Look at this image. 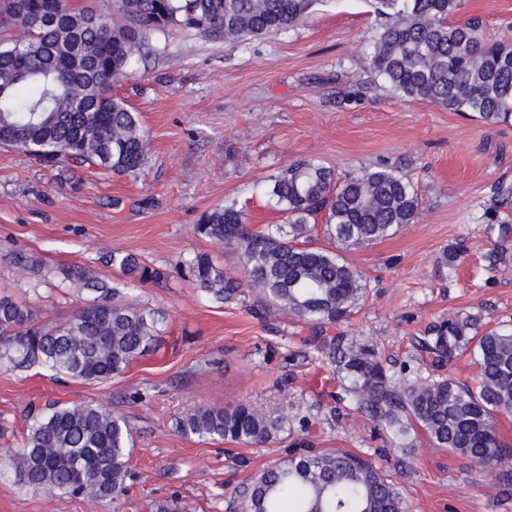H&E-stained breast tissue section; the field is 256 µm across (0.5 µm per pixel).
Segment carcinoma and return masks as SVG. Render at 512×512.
<instances>
[{"instance_id": "carcinoma-1", "label": "carcinoma", "mask_w": 512, "mask_h": 512, "mask_svg": "<svg viewBox=\"0 0 512 512\" xmlns=\"http://www.w3.org/2000/svg\"><path fill=\"white\" fill-rule=\"evenodd\" d=\"M320 0H0V147L68 170L98 169L138 177L148 138L139 115L112 94L156 33L170 29L232 42L299 25ZM465 0H374L383 19L370 59L401 98L468 113L489 126L512 123V38L488 41L479 19L456 17ZM269 196L288 214V228H252L235 202L204 213L194 233L224 246L238 272L205 252L167 268L112 250L102 261L142 283L174 273L219 303L243 289L255 293L251 313L278 311L319 335L316 350L334 366L353 410L362 412L402 452L424 434L478 466L502 470L512 485V447L495 416L512 414V328L485 331L481 318L457 313L432 323L421 346L440 368L470 354V376L400 374L386 368L374 345L328 331L366 291L360 270L337 252L393 235L414 221V183L387 165L339 172L315 156L272 177ZM487 233L512 224V183L494 187ZM322 238L329 250L313 244ZM512 265L496 245L489 269ZM90 294L66 322L46 328L37 313L0 294V368L41 367L75 380L107 382L157 349L161 311L122 299L120 290L87 267L63 272ZM306 417L283 403L275 415L244 405L214 407L175 420L185 438L263 446ZM134 448L128 421L99 404L53 400L32 409L23 441L9 457L16 479L48 493L97 500L124 494ZM243 512H405L398 484L363 454L293 453L264 468L244 495Z\"/></svg>"}]
</instances>
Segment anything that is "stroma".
Here are the masks:
<instances>
[{
  "label": "stroma",
  "mask_w": 512,
  "mask_h": 512,
  "mask_svg": "<svg viewBox=\"0 0 512 512\" xmlns=\"http://www.w3.org/2000/svg\"><path fill=\"white\" fill-rule=\"evenodd\" d=\"M462 16L480 18L487 40L512 35V0H466ZM379 24L369 0H320L304 23L240 43L159 36L161 53L137 61L116 89L150 142L149 166L136 179L66 171L0 148V291L27 300L48 326L82 304L85 292L56 276L34 284L17 262L24 256L55 271L89 267L166 316L160 348L103 384L38 367L0 371V426L9 430L0 437V512H151L172 498L192 512H242L244 487L303 440L371 454L398 483L407 512H512V488L498 469L423 437L410 455L388 450L372 423L350 411L308 328L289 317L256 319L252 293L222 305L191 282L130 283L100 261L122 249L155 266L194 252L227 263L224 248L193 232L203 213L235 201L247 223L283 225L287 215L267 187L289 162L316 156L342 172L388 164L417 186L420 210L392 236L343 250L367 290L339 330L374 344L393 370L425 372L427 324L454 312L479 315L490 329L512 324V268L489 270L484 218L493 186L512 181V125L396 96L369 64ZM451 247L460 253L452 269L443 259ZM52 399L101 404L130 423L133 478L124 496L92 501L15 482L8 458L26 410ZM285 399L307 417V430L258 448L200 443L174 426L227 404L269 415Z\"/></svg>",
  "instance_id": "stroma-1"
}]
</instances>
